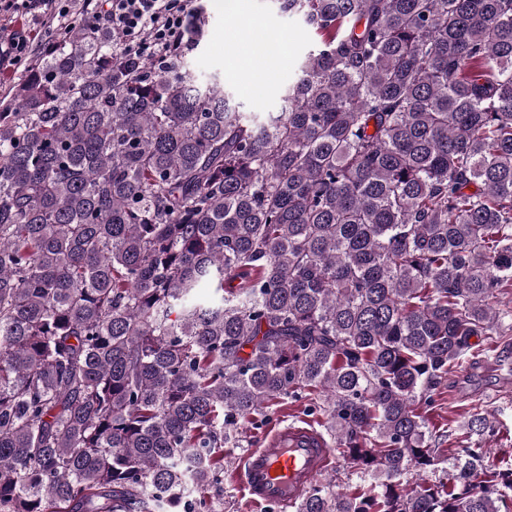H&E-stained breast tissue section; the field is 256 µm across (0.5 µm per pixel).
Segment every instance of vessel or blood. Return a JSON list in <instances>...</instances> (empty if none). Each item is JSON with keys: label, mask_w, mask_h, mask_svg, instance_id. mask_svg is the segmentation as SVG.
I'll return each mask as SVG.
<instances>
[{"label": "vessel or blood", "mask_w": 512, "mask_h": 512, "mask_svg": "<svg viewBox=\"0 0 512 512\" xmlns=\"http://www.w3.org/2000/svg\"><path fill=\"white\" fill-rule=\"evenodd\" d=\"M242 462L243 492L257 502L283 505L295 503L331 471L336 457L313 427L286 425L268 431L264 446L251 449Z\"/></svg>", "instance_id": "1"}]
</instances>
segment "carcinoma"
<instances>
[{"instance_id":"cac0c4a2","label":"carcinoma","mask_w":512,"mask_h":512,"mask_svg":"<svg viewBox=\"0 0 512 512\" xmlns=\"http://www.w3.org/2000/svg\"><path fill=\"white\" fill-rule=\"evenodd\" d=\"M280 7L316 42L264 121L92 3L0 100V512H223L224 447L305 389L369 485L296 512H501L490 448L430 480L417 400L512 332V0Z\"/></svg>"}]
</instances>
